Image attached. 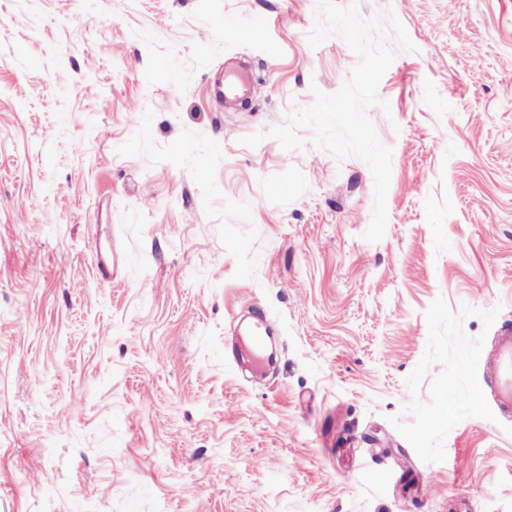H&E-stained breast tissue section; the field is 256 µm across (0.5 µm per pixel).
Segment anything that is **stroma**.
<instances>
[{"instance_id": "stroma-1", "label": "stroma", "mask_w": 512, "mask_h": 512, "mask_svg": "<svg viewBox=\"0 0 512 512\" xmlns=\"http://www.w3.org/2000/svg\"><path fill=\"white\" fill-rule=\"evenodd\" d=\"M353 1L416 46L377 242L364 161L241 142L349 79L318 0H0V512H512V0ZM489 385L497 410L512 414V330L494 337L488 354Z\"/></svg>"}]
</instances>
